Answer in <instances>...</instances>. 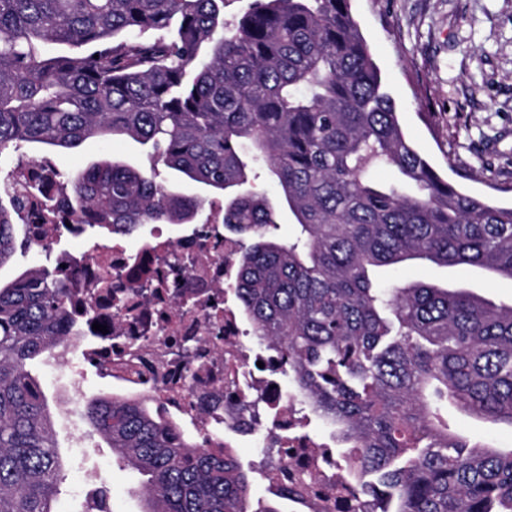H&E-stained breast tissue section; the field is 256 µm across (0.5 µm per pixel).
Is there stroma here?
<instances>
[{"label":"stroma","mask_w":512,"mask_h":512,"mask_svg":"<svg viewBox=\"0 0 512 512\" xmlns=\"http://www.w3.org/2000/svg\"><path fill=\"white\" fill-rule=\"evenodd\" d=\"M350 9L413 147L461 189L511 206L512 0H350ZM105 158L136 166L147 162L144 148L121 136L52 155L57 167L68 172ZM390 277L462 287L512 303L511 279L476 268L416 264L397 268ZM31 369L58 416L62 454L76 458L77 443H85L101 470L112 512H142L143 501L133 493L141 475L118 462L80 412L60 419L67 399L62 380L40 362ZM448 426L472 439L512 448V427L483 423L453 409Z\"/></svg>","instance_id":"1"}]
</instances>
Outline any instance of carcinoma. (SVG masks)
<instances>
[{
	"instance_id": "cac0c4a2",
	"label": "carcinoma",
	"mask_w": 512,
	"mask_h": 512,
	"mask_svg": "<svg viewBox=\"0 0 512 512\" xmlns=\"http://www.w3.org/2000/svg\"><path fill=\"white\" fill-rule=\"evenodd\" d=\"M233 2L0 0V154L116 135L149 147L211 196L114 159L49 180L85 228L224 224L235 300L336 435L359 512H512V448L448 429L450 405L512 427V304L375 277L428 261L512 279V207L443 179L405 138L350 0H247L226 22ZM258 164L276 197L250 186ZM18 172L0 174V267L35 247L16 236ZM284 206L288 242L269 236ZM72 285L52 268L0 283V512H56L68 463L27 363L72 333ZM82 416L147 476L146 512H280L252 508L233 449L187 445L143 400L89 399Z\"/></svg>"
}]
</instances>
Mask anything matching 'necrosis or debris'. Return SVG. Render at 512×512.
<instances>
[{
    "label": "necrosis or debris",
    "instance_id": "obj_1",
    "mask_svg": "<svg viewBox=\"0 0 512 512\" xmlns=\"http://www.w3.org/2000/svg\"><path fill=\"white\" fill-rule=\"evenodd\" d=\"M22 221L75 283L65 300L77 333L59 344L50 370L80 396L86 367L101 368L122 397L145 400L184 439L204 448H258L271 483L301 495L305 512H353L337 479L336 440L312 432L283 388L276 352L259 345L228 286L237 254L220 224L178 235L154 225L137 249L115 240L87 251L61 248L82 217L27 205Z\"/></svg>",
    "mask_w": 512,
    "mask_h": 512
}]
</instances>
